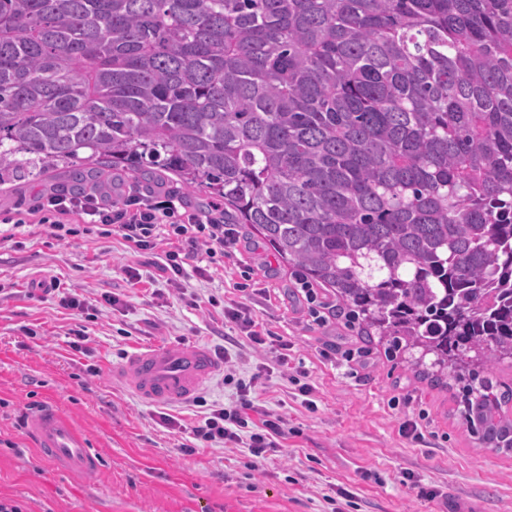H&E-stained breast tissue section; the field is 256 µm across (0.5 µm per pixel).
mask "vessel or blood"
Wrapping results in <instances>:
<instances>
[{
  "instance_id": "b4317fda",
  "label": "vessel or blood",
  "mask_w": 512,
  "mask_h": 512,
  "mask_svg": "<svg viewBox=\"0 0 512 512\" xmlns=\"http://www.w3.org/2000/svg\"><path fill=\"white\" fill-rule=\"evenodd\" d=\"M221 367L205 346H156L131 355L121 369L128 385L145 401L168 404L189 398ZM28 430L49 463L94 475L98 459L85 438L53 403H45Z\"/></svg>"
}]
</instances>
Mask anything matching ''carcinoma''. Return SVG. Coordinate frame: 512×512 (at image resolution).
I'll list each match as a JSON object with an SVG mask.
<instances>
[{
	"mask_svg": "<svg viewBox=\"0 0 512 512\" xmlns=\"http://www.w3.org/2000/svg\"><path fill=\"white\" fill-rule=\"evenodd\" d=\"M150 165L512 451V0H0V186Z\"/></svg>",
	"mask_w": 512,
	"mask_h": 512,
	"instance_id": "obj_1",
	"label": "carcinoma"
}]
</instances>
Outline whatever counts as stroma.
<instances>
[{"label": "stroma", "mask_w": 512, "mask_h": 512, "mask_svg": "<svg viewBox=\"0 0 512 512\" xmlns=\"http://www.w3.org/2000/svg\"><path fill=\"white\" fill-rule=\"evenodd\" d=\"M54 180L30 174L0 190V496L27 512H444L455 501L469 512H512V452L480 447L459 417L447 387L420 377L404 358L369 346L343 319L319 323L314 304L335 305L316 289L315 302L297 290L260 236L239 225L230 256L197 270L185 260L178 284L154 261L168 249L140 254L119 235L98 233L60 241L49 225H18ZM141 278L129 280L125 266ZM58 280L91 301L77 312L59 296L36 291ZM117 295L110 307L103 294ZM243 302L257 321L290 341L291 366H302L313 386L308 409L279 374L262 376L259 409L288 419L284 448L258 460L244 448H207L180 456L182 438L159 426L160 413L192 424V400L165 406L143 402L114 373L125 358L157 345L203 344L240 352L252 374L271 358L252 349L209 296ZM84 329L93 357L68 345ZM364 350L359 361L322 357ZM56 402L87 435L99 469L88 479L50 468L16 416L29 405ZM422 416L424 439L400 436L402 423ZM346 487L351 499L336 490ZM436 498H428V491Z\"/></svg>", "instance_id": "1"}]
</instances>
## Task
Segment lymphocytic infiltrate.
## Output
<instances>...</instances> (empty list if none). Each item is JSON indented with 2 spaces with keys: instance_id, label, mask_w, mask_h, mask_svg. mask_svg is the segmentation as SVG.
I'll use <instances>...</instances> for the list:
<instances>
[{
  "instance_id": "f902f5d3",
  "label": "lymphocytic infiltrate",
  "mask_w": 512,
  "mask_h": 512,
  "mask_svg": "<svg viewBox=\"0 0 512 512\" xmlns=\"http://www.w3.org/2000/svg\"><path fill=\"white\" fill-rule=\"evenodd\" d=\"M36 211L40 223L49 225L57 238L78 235L74 222L80 219L98 228L100 234L119 232L135 252L144 254L153 252L159 229H166L175 247L166 252L159 268L174 278L182 272V259L226 256L239 240L235 226L225 223L222 210L213 208L200 213L185 209L174 192L163 201L155 195L136 192L112 203L103 202L92 193H53L42 200ZM225 379L236 386L235 400L210 405L191 429L193 443L179 444L178 454L191 456L202 447L243 444L253 456L262 459L281 448L288 436L287 421L257 410L250 397L251 385L245 379L234 378L230 373Z\"/></svg>"
}]
</instances>
